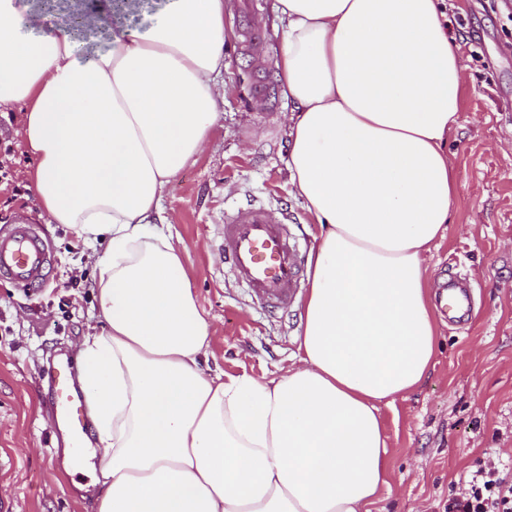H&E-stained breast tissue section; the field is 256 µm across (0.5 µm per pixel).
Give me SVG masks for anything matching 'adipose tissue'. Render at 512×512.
<instances>
[{
  "instance_id": "1",
  "label": "adipose tissue",
  "mask_w": 512,
  "mask_h": 512,
  "mask_svg": "<svg viewBox=\"0 0 512 512\" xmlns=\"http://www.w3.org/2000/svg\"><path fill=\"white\" fill-rule=\"evenodd\" d=\"M439 0H274L288 168L324 230L296 361L203 369L211 324L163 198L224 112V0H163L143 28L100 0L89 36L0 0V109L24 106L31 188L93 242L99 331L77 382L99 448L96 512H371L380 407L435 357L425 254L457 200L445 149L463 70Z\"/></svg>"
}]
</instances>
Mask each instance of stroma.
<instances>
[{
  "label": "stroma",
  "mask_w": 512,
  "mask_h": 512,
  "mask_svg": "<svg viewBox=\"0 0 512 512\" xmlns=\"http://www.w3.org/2000/svg\"><path fill=\"white\" fill-rule=\"evenodd\" d=\"M224 11V121L163 199L173 241L212 328L208 365L229 374L273 377L290 365L299 305L259 310L224 268L217 247L224 213L260 204L312 249L320 226L297 197L288 170L291 107L281 89L255 84L276 75L282 32L271 0H240ZM460 46L465 90L448 159L459 196L442 239L426 256L431 293L453 278L473 286L471 320L438 315L435 366L406 398L382 406L391 478L372 512H445L448 497L477 460L512 464V0H443ZM263 34L262 58L240 50L238 30ZM20 109L0 112V229L29 217L54 252L37 289L0 279V499L11 512H94L90 480L65 460L52 420L49 371L76 357L97 325L96 254L106 237L83 243L51 223L28 180L34 165Z\"/></svg>",
  "instance_id": "1"
}]
</instances>
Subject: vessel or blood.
Listing matches in <instances>:
<instances>
[{
  "label": "vessel or blood",
  "instance_id": "vessel-or-blood-1",
  "mask_svg": "<svg viewBox=\"0 0 512 512\" xmlns=\"http://www.w3.org/2000/svg\"><path fill=\"white\" fill-rule=\"evenodd\" d=\"M220 254L251 300L260 307L285 308L292 304L304 283L303 246L287 224L263 207L239 208L224 217ZM53 255L38 225L25 221L0 230V278L21 287H33L47 276ZM469 282L449 284L439 306L451 319L467 310ZM53 418L74 454H81L85 431L83 404L72 381L71 363L59 360L52 373Z\"/></svg>",
  "mask_w": 512,
  "mask_h": 512
}]
</instances>
